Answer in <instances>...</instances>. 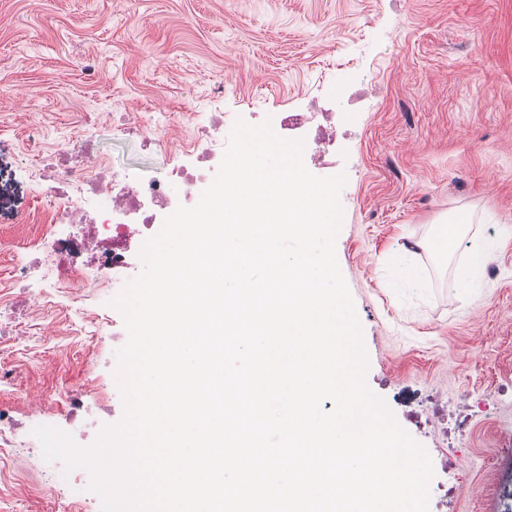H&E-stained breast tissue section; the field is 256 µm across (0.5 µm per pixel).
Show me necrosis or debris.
<instances>
[{
	"mask_svg": "<svg viewBox=\"0 0 512 512\" xmlns=\"http://www.w3.org/2000/svg\"><path fill=\"white\" fill-rule=\"evenodd\" d=\"M276 126L282 138L304 143L305 165H319L336 145V114L321 106L305 112L280 113ZM224 118L211 116L195 126L180 147L182 161L164 175L142 170L105 177L102 161L90 145L74 151V159L54 174L48 189L56 207V222L73 225V232L50 234L32 258L16 262L15 284L40 277L53 288L101 294L120 292L137 275L145 241L159 232L166 216L178 206L194 205L209 186L223 154Z\"/></svg>",
	"mask_w": 512,
	"mask_h": 512,
	"instance_id": "necrosis-or-debris-1",
	"label": "necrosis or debris"
}]
</instances>
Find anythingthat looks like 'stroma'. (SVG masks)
Returning <instances> with one entry per match:
<instances>
[{
	"mask_svg": "<svg viewBox=\"0 0 512 512\" xmlns=\"http://www.w3.org/2000/svg\"><path fill=\"white\" fill-rule=\"evenodd\" d=\"M339 94L349 123L320 174L346 176L336 258L367 385L431 458L429 512H512L500 448L512 399L486 416L466 400L512 387V0H0V281L51 222L49 180L26 158L30 122L44 130L43 161L91 139L121 172L134 147H115L113 117L151 114L144 133L160 146L148 164L164 173L189 114L223 113L229 130ZM451 216L468 227L436 250ZM471 237L497 275L461 291L454 273ZM412 266L424 280L406 279ZM97 308L56 294L0 355L12 375L0 404L82 447L124 413L111 342L71 333L77 310ZM64 389L104 393L87 433L61 419ZM455 448L463 480L444 494ZM42 467L0 453V512H51Z\"/></svg>",
	"mask_w": 512,
	"mask_h": 512,
	"instance_id": "obj_1",
	"label": "stroma"
}]
</instances>
